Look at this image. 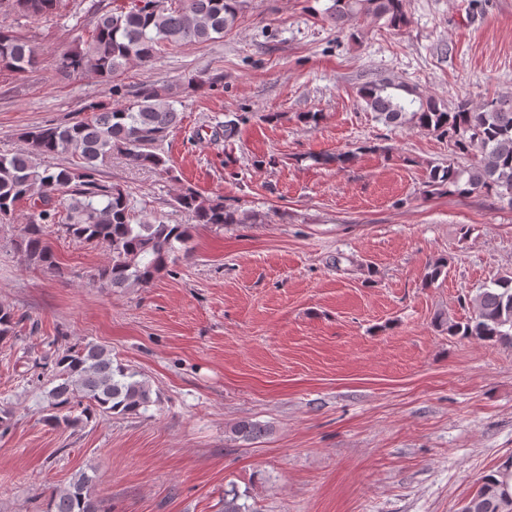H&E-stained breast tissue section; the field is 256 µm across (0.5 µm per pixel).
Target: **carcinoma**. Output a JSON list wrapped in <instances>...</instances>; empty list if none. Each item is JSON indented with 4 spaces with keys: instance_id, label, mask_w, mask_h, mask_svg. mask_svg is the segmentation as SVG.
Wrapping results in <instances>:
<instances>
[{
    "instance_id": "obj_1",
    "label": "carcinoma",
    "mask_w": 512,
    "mask_h": 512,
    "mask_svg": "<svg viewBox=\"0 0 512 512\" xmlns=\"http://www.w3.org/2000/svg\"><path fill=\"white\" fill-rule=\"evenodd\" d=\"M62 0H0V70L25 74L38 68V48L7 22L11 15L49 21ZM244 0H138L126 10L92 20L87 39L55 57V72L64 78L91 71L123 102L110 110L91 113L65 125L50 124L25 136L24 150L0 154V221L15 214L22 201L30 204L26 223L13 239L26 260L55 276L64 275L49 240V227L65 226L72 238L99 247L110 260L90 276L100 288L126 289L153 283L176 260L191 238L194 224H242L238 210L220 199L183 189L174 197L188 213L189 224L162 221L134 223L129 195L120 187L96 178L112 152L118 151L137 166L167 175L168 160L158 146L181 121L174 106L179 91L173 87H142L128 94L118 80L133 64L152 62L163 48L209 42L235 26ZM360 17L391 29L407 25L404 0H330L323 18L336 29ZM357 95L364 107L388 125L413 124L436 133L458 155L476 149L475 164L448 163L434 167L425 181L428 195L483 193L512 204V93L473 106L462 100L449 107L416 88L391 78L363 84ZM66 155L68 162L52 169L42 166L50 156ZM473 312L448 324V332L463 339L512 345V276L501 277L472 299ZM14 312L0 306V342L17 336ZM57 384L47 392L52 414L45 422L70 426L66 415L79 407L81 416L137 415L154 403L148 381L136 370L115 364L106 348L94 344L70 346L54 359ZM265 432L258 423L240 421L232 428L237 440L252 441ZM93 478L81 475L54 493L46 512H112L93 495ZM460 512H512V455L480 478L477 492Z\"/></svg>"
}]
</instances>
